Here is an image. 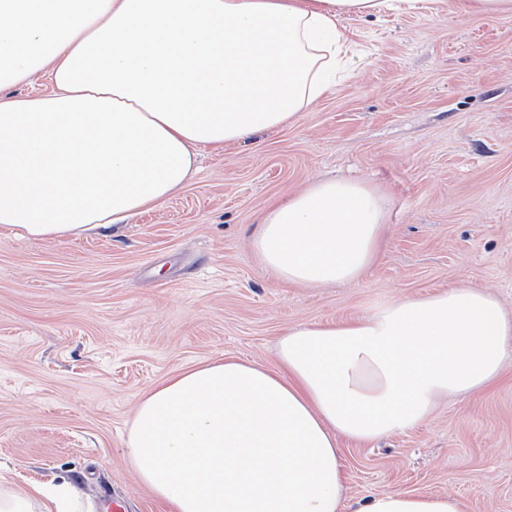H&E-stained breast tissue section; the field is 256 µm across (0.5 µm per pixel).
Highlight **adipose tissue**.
<instances>
[{"label": "adipose tissue", "instance_id": "obj_1", "mask_svg": "<svg viewBox=\"0 0 512 512\" xmlns=\"http://www.w3.org/2000/svg\"><path fill=\"white\" fill-rule=\"evenodd\" d=\"M436 0H0V224L36 240L123 223L181 188L204 147L284 126L355 69L349 15L434 13ZM46 74L33 97L2 88ZM41 151H31L32 143ZM384 198L317 179L263 213L253 249L283 281L330 287L373 263ZM512 314L466 285L350 323L286 330L278 368L230 356L139 399L130 461L170 512H467L450 495L345 503L338 437L417 427L438 398L491 385ZM70 483L25 484L0 512H73Z\"/></svg>", "mask_w": 512, "mask_h": 512}]
</instances>
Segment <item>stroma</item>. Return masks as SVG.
<instances>
[{"mask_svg": "<svg viewBox=\"0 0 512 512\" xmlns=\"http://www.w3.org/2000/svg\"><path fill=\"white\" fill-rule=\"evenodd\" d=\"M352 74L292 123L203 148L184 188L103 233L34 241L0 226V491L77 484L88 512H168L126 451L142 392L233 356L277 366L281 334L465 283L512 311V15L348 17ZM389 203L354 282L280 280L251 248L270 203L315 178ZM345 495L447 494L512 512V361L423 425L339 438Z\"/></svg>", "mask_w": 512, "mask_h": 512, "instance_id": "obj_1", "label": "stroma"}]
</instances>
